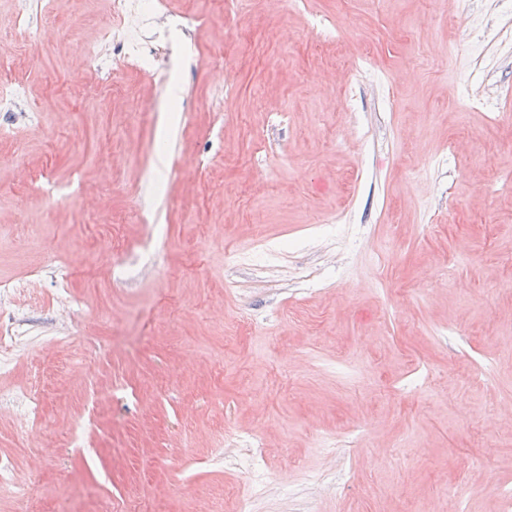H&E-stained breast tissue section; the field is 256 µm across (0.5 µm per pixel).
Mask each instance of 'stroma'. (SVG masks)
Here are the masks:
<instances>
[{"mask_svg":"<svg viewBox=\"0 0 512 512\" xmlns=\"http://www.w3.org/2000/svg\"><path fill=\"white\" fill-rule=\"evenodd\" d=\"M171 5L197 48L168 114L138 70L76 73L111 0H60L36 42L0 0V82L41 111L0 139V280L32 278L0 393L38 373L45 397L28 429L0 404V453L34 512H504L512 107L494 125L466 109L459 68L512 11L472 0L474 27L451 0ZM366 49L356 130L341 70ZM34 173L81 191L44 197ZM421 363L430 383L404 389ZM253 456L258 492L238 470Z\"/></svg>","mask_w":512,"mask_h":512,"instance_id":"stroma-1","label":"stroma"}]
</instances>
